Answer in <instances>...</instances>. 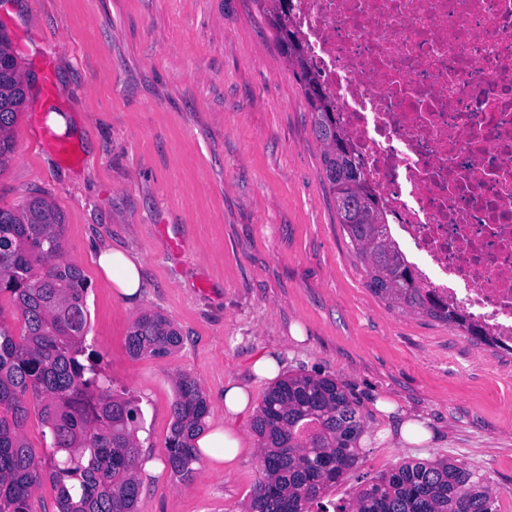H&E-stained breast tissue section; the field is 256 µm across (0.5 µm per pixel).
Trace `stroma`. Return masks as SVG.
I'll list each match as a JSON object with an SVG mask.
<instances>
[{
  "label": "stroma",
  "mask_w": 512,
  "mask_h": 512,
  "mask_svg": "<svg viewBox=\"0 0 512 512\" xmlns=\"http://www.w3.org/2000/svg\"><path fill=\"white\" fill-rule=\"evenodd\" d=\"M0 27L26 84L0 206L40 192L65 215L66 257L89 283L86 343L113 394L142 411L138 512H247L253 413L234 423L239 458H199L191 482L164 444L180 375L201 384L209 429L224 421L227 383L261 401L270 383L250 367L262 354L285 375L335 378L360 405L362 458L329 500L402 462L451 458L512 512V357L367 287L295 67L252 0H0ZM54 115L77 119L79 134L57 131ZM101 247L141 258L138 301L101 278ZM145 311L182 337L164 357L125 349ZM408 419L426 442L400 441Z\"/></svg>",
  "instance_id": "stroma-1"
}]
</instances>
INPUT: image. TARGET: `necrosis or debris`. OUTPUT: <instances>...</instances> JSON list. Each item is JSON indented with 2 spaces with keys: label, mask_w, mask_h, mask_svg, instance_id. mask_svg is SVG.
I'll return each instance as SVG.
<instances>
[{
  "label": "necrosis or debris",
  "mask_w": 512,
  "mask_h": 512,
  "mask_svg": "<svg viewBox=\"0 0 512 512\" xmlns=\"http://www.w3.org/2000/svg\"><path fill=\"white\" fill-rule=\"evenodd\" d=\"M415 283L512 350V0H289Z\"/></svg>",
  "instance_id": "1"
}]
</instances>
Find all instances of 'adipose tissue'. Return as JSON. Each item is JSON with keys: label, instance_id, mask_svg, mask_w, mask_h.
I'll use <instances>...</instances> for the list:
<instances>
[{"label": "adipose tissue", "instance_id": "ef3b65f1", "mask_svg": "<svg viewBox=\"0 0 512 512\" xmlns=\"http://www.w3.org/2000/svg\"><path fill=\"white\" fill-rule=\"evenodd\" d=\"M97 264L106 281L116 288L119 296L133 302L138 300L142 288V262L140 258L117 248H105L97 252ZM255 404L249 391L238 385L224 389V419L196 440L198 450L211 460L234 462L241 452V441L232 426L238 416L254 411Z\"/></svg>", "mask_w": 512, "mask_h": 512}]
</instances>
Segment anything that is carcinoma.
<instances>
[{
	"label": "carcinoma",
	"instance_id": "1",
	"mask_svg": "<svg viewBox=\"0 0 512 512\" xmlns=\"http://www.w3.org/2000/svg\"><path fill=\"white\" fill-rule=\"evenodd\" d=\"M309 105L312 129L325 145L323 179L333 196L360 192L362 211L339 224L366 263L367 287L398 307L463 325L455 313L422 296L388 241L386 215L348 147L321 83L284 22L271 23ZM0 171L15 152L12 131L25 93L9 34L0 28ZM65 255L62 212L42 195L0 207V294L20 320L13 329L0 308V512H32V496L49 475L56 512H138L139 408L105 387L94 360L84 363L87 325L84 272ZM180 343L162 314L145 312L125 338L133 357H164ZM39 407L50 453L41 458L24 429ZM197 380L176 382L173 421L164 445L171 471L193 478V446L207 413ZM261 445L259 477L247 512H498L497 496L470 466L441 459L405 462L376 474L345 504L323 503L326 490L358 463L364 425L359 406L329 377L289 374L263 396L253 421Z\"/></svg>",
	"mask_w": 512,
	"mask_h": 512
}]
</instances>
